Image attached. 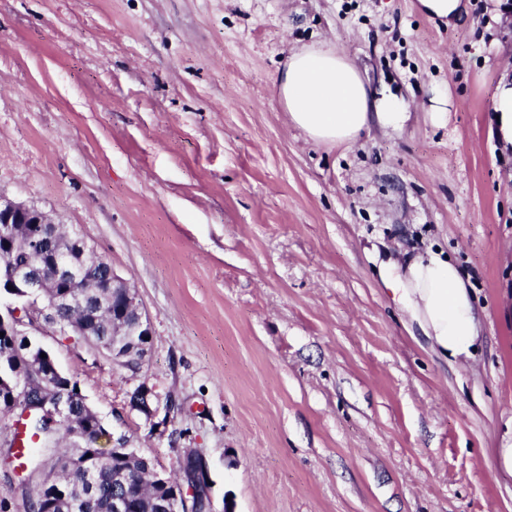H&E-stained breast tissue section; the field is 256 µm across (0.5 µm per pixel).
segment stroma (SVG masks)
Returning <instances> with one entry per match:
<instances>
[{"label": "stroma", "instance_id": "obj_1", "mask_svg": "<svg viewBox=\"0 0 512 512\" xmlns=\"http://www.w3.org/2000/svg\"><path fill=\"white\" fill-rule=\"evenodd\" d=\"M465 2L449 26L418 0H0V194L108 260L153 343L132 370L21 331L157 469L200 454L214 512H512V148L491 134L512 14ZM317 42L405 126L295 128L276 79ZM382 246L461 268L474 359L410 325ZM144 382L178 404L156 431L128 405Z\"/></svg>", "mask_w": 512, "mask_h": 512}]
</instances>
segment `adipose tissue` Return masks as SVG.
<instances>
[{
    "label": "adipose tissue",
    "mask_w": 512,
    "mask_h": 512,
    "mask_svg": "<svg viewBox=\"0 0 512 512\" xmlns=\"http://www.w3.org/2000/svg\"><path fill=\"white\" fill-rule=\"evenodd\" d=\"M277 96L292 125L317 144L356 141L371 123L399 129L409 119L392 95L372 90L343 52L312 44L291 52ZM379 275L425 338L450 361L474 358L479 322L458 267L436 252L404 264L387 258Z\"/></svg>",
    "instance_id": "obj_1"
}]
</instances>
